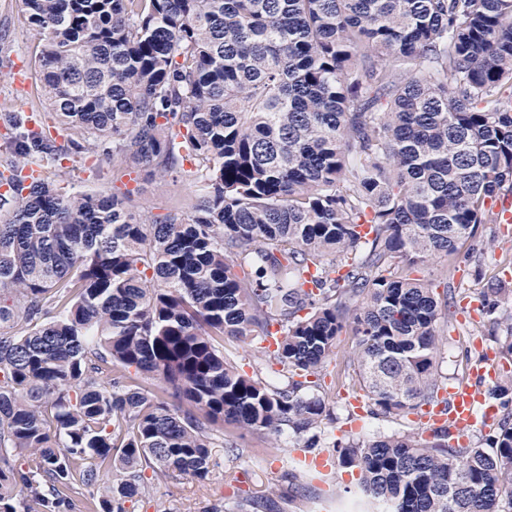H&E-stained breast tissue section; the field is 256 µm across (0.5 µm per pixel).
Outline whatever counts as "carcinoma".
<instances>
[{"instance_id":"carcinoma-1","label":"carcinoma","mask_w":512,"mask_h":512,"mask_svg":"<svg viewBox=\"0 0 512 512\" xmlns=\"http://www.w3.org/2000/svg\"><path fill=\"white\" fill-rule=\"evenodd\" d=\"M18 2L49 122L0 115V512H128L150 473L206 480L216 425L265 453L318 428L348 330L369 415L435 401L450 302L413 274L512 193V0ZM109 139L116 173L188 162L203 194L152 218L60 195L43 162ZM274 326L279 383L224 359ZM490 398L512 403V371ZM332 447L384 512H512L507 418L484 447Z\"/></svg>"}]
</instances>
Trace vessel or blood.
Returning a JSON list of instances; mask_svg holds the SVG:
<instances>
[{
  "mask_svg": "<svg viewBox=\"0 0 512 512\" xmlns=\"http://www.w3.org/2000/svg\"><path fill=\"white\" fill-rule=\"evenodd\" d=\"M479 362L483 372L474 384L449 387L447 404L421 407L416 415L421 426L445 423L452 433L462 435L476 425L493 423L496 407L487 396V385L496 375L495 356L491 351H481Z\"/></svg>",
  "mask_w": 512,
  "mask_h": 512,
  "instance_id": "vessel-or-blood-1",
  "label": "vessel or blood"
}]
</instances>
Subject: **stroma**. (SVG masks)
Returning <instances> with one entry per match:
<instances>
[{
    "label": "stroma",
    "instance_id": "stroma-1",
    "mask_svg": "<svg viewBox=\"0 0 512 512\" xmlns=\"http://www.w3.org/2000/svg\"><path fill=\"white\" fill-rule=\"evenodd\" d=\"M0 39L9 45L12 58L26 62L40 42L38 32L25 23L16 0H0ZM0 104L37 120L46 111L36 79L28 78L24 88H15L7 67H0ZM55 185L65 196L97 190L127 191L135 210L152 216L164 215L171 205L200 195L195 181L183 174L161 177L135 171L114 179L112 162L104 156L94 163L62 161L57 167ZM417 275L447 287L455 306L478 304L477 317L470 323H459L453 313L439 322L442 373L449 384L471 383L478 358L475 338H482L484 345L491 348L497 338L507 333L499 311L512 306V224L482 225L473 250L445 266L433 263L421 267ZM355 343L352 333H343L321 370L322 387L334 404L333 414L323 420L321 430L338 439L354 436L363 440L395 432H415L417 425L410 418L391 421L371 418L361 411L348 413L346 397L364 396L352 362ZM275 443L276 451H254L251 435L225 426L223 441L217 442L212 450L213 466L207 480L152 477L148 494L130 503L128 510L210 512L215 507L219 512H233L235 501L248 496L259 502L272 500L274 512H371L357 490V471L340 466L332 479L314 477L294 458L295 452L304 446L303 439L284 432L276 436ZM235 447L240 450L236 456L231 453Z\"/></svg>",
    "mask_w": 512,
    "mask_h": 512
}]
</instances>
